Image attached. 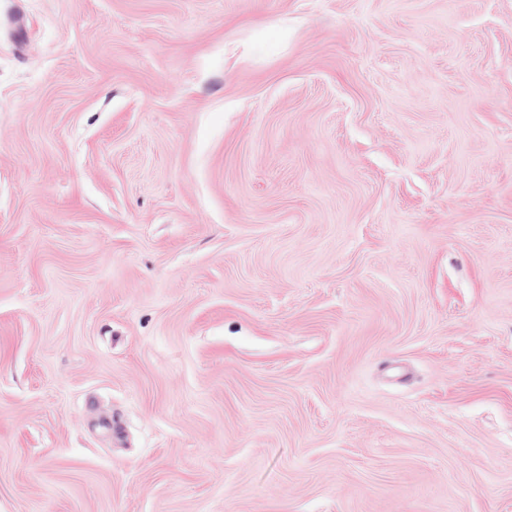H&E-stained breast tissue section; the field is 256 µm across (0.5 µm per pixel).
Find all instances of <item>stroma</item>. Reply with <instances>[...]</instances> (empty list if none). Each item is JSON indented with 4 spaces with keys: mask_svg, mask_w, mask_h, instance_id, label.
I'll return each mask as SVG.
<instances>
[{
    "mask_svg": "<svg viewBox=\"0 0 512 512\" xmlns=\"http://www.w3.org/2000/svg\"><path fill=\"white\" fill-rule=\"evenodd\" d=\"M0 512H512V0H0Z\"/></svg>",
    "mask_w": 512,
    "mask_h": 512,
    "instance_id": "stroma-1",
    "label": "stroma"
}]
</instances>
